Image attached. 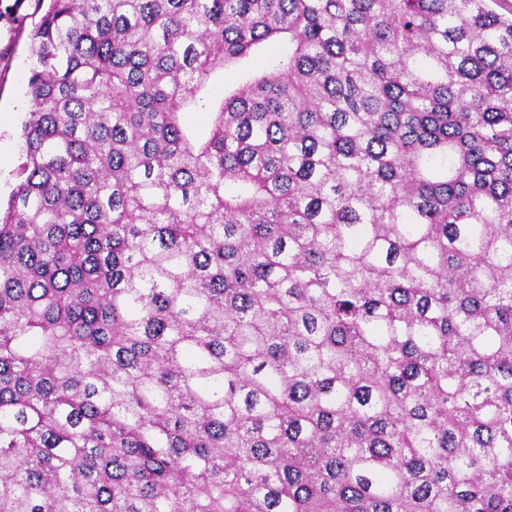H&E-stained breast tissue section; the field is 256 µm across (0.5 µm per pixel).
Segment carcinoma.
Masks as SVG:
<instances>
[{"label":"carcinoma","mask_w":512,"mask_h":512,"mask_svg":"<svg viewBox=\"0 0 512 512\" xmlns=\"http://www.w3.org/2000/svg\"><path fill=\"white\" fill-rule=\"evenodd\" d=\"M493 3L50 0L0 211V512H512Z\"/></svg>","instance_id":"carcinoma-1"}]
</instances>
